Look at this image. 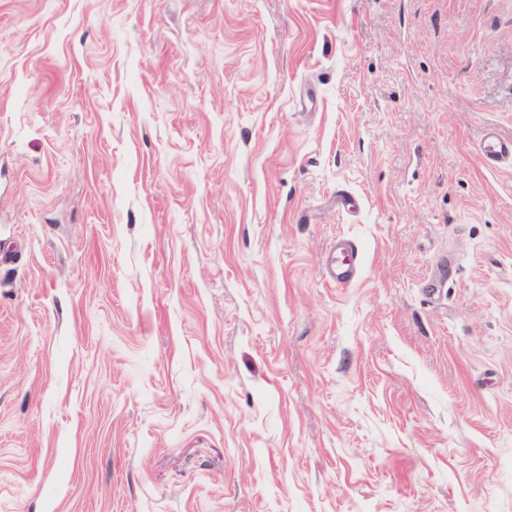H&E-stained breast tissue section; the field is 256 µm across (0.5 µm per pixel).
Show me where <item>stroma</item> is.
<instances>
[{
  "label": "stroma",
  "instance_id": "obj_1",
  "mask_svg": "<svg viewBox=\"0 0 512 512\" xmlns=\"http://www.w3.org/2000/svg\"><path fill=\"white\" fill-rule=\"evenodd\" d=\"M490 127L512 0H0V512H512ZM359 267L358 251L350 241H340L328 253L325 262L328 279L336 285L351 282Z\"/></svg>",
  "mask_w": 512,
  "mask_h": 512
}]
</instances>
